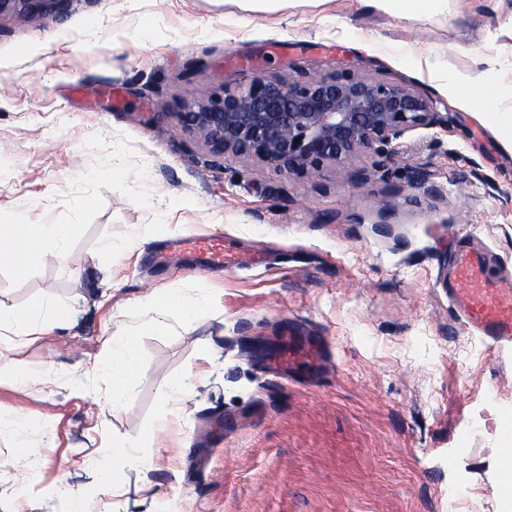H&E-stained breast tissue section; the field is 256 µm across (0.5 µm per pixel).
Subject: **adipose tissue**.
<instances>
[{
  "mask_svg": "<svg viewBox=\"0 0 512 512\" xmlns=\"http://www.w3.org/2000/svg\"><path fill=\"white\" fill-rule=\"evenodd\" d=\"M454 98L465 107L486 114L506 132L505 147L512 151V86L498 83L492 70L478 75L461 74L449 83ZM81 227L80 218L68 224H37L23 231L0 226V259L11 258L16 271L24 272L52 257L70 258L68 243ZM137 376V351L133 335L112 341V404L121 406Z\"/></svg>",
  "mask_w": 512,
  "mask_h": 512,
  "instance_id": "1",
  "label": "adipose tissue"
}]
</instances>
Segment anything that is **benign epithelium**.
<instances>
[{
  "label": "benign epithelium",
  "instance_id": "obj_1",
  "mask_svg": "<svg viewBox=\"0 0 512 512\" xmlns=\"http://www.w3.org/2000/svg\"><path fill=\"white\" fill-rule=\"evenodd\" d=\"M68 3L0 0V16L37 22L63 14ZM177 117L211 156L256 161L290 178L347 165L364 151L377 157L374 167L384 168L406 132L443 124L433 100L411 86L351 71L310 78L256 74L246 84L201 92ZM410 187L440 193L427 173L414 174Z\"/></svg>",
  "mask_w": 512,
  "mask_h": 512
}]
</instances>
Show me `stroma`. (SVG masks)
Segmentation results:
<instances>
[{"label":"stroma","mask_w":512,"mask_h":512,"mask_svg":"<svg viewBox=\"0 0 512 512\" xmlns=\"http://www.w3.org/2000/svg\"><path fill=\"white\" fill-rule=\"evenodd\" d=\"M469 49L512 82V0L432 15L324 0L248 24L220 0L0 16V225L83 208L69 262L21 275L0 261V309L62 310L11 351L49 382L0 381V512H499L512 348L466 331L445 288L458 243L512 279V153L448 97ZM341 71L429 95L444 126L407 132L389 173L364 153L288 179L212 163L176 117L257 72ZM417 170L440 197L410 188ZM209 232L238 265L205 272L166 251ZM168 289L212 307L189 328L175 310L148 322L138 300ZM292 324L325 359L283 377L268 362ZM116 334L134 335L138 364L117 411ZM179 381L192 397L168 402ZM116 445L143 465L113 471Z\"/></svg>","instance_id":"35a3bbf8"}]
</instances>
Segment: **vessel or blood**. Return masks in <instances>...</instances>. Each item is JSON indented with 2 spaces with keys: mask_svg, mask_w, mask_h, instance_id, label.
<instances>
[{
  "mask_svg": "<svg viewBox=\"0 0 512 512\" xmlns=\"http://www.w3.org/2000/svg\"><path fill=\"white\" fill-rule=\"evenodd\" d=\"M189 249L203 269L227 267L223 236L211 233L189 241ZM451 275L448 297L457 305L464 326L479 334L492 349L512 346V282L492 280L485 254L469 246L455 249L449 256Z\"/></svg>",
  "mask_w": 512,
  "mask_h": 512,
  "instance_id": "b4317fda",
  "label": "vessel or blood"
}]
</instances>
